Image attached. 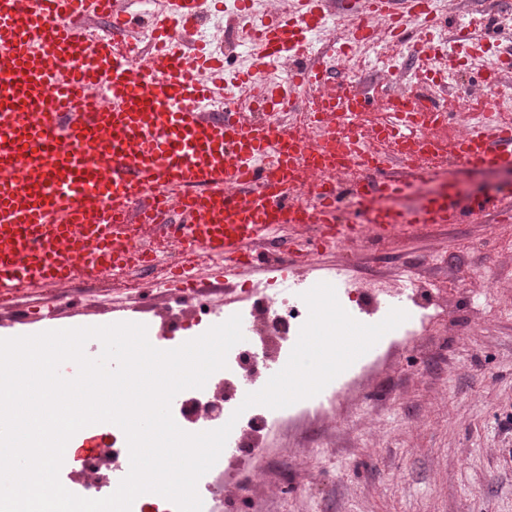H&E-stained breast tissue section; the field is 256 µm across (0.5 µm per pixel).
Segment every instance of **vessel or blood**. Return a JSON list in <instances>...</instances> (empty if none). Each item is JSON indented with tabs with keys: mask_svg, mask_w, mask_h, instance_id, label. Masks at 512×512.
<instances>
[{
	"mask_svg": "<svg viewBox=\"0 0 512 512\" xmlns=\"http://www.w3.org/2000/svg\"><path fill=\"white\" fill-rule=\"evenodd\" d=\"M0 0V304L35 288H68L120 272L166 266L165 287L192 298L197 271L220 262L225 273L287 272L309 262L319 241L339 246L429 226L466 223L499 210L497 197L448 195L419 207H395L404 180L379 172L381 142L404 158L407 138L457 168L512 166V126H472L445 142L440 106L416 107L412 96L390 102L389 122L364 128L369 101L353 90H326L318 64L299 66L271 87L255 69L304 54L310 21L326 0H293L269 21L251 20L240 0L253 68L224 77V49L191 47L212 0ZM354 14L427 21L430 0H349ZM150 27L153 42L141 45ZM251 89L256 123L236 109H210L231 86ZM338 149L365 172L358 184L318 181ZM356 207L337 220L342 194ZM285 228L317 230L294 240L285 263L270 264L264 245ZM178 245L182 263H170ZM98 425L67 443L81 459L100 448Z\"/></svg>",
	"mask_w": 512,
	"mask_h": 512,
	"instance_id": "1",
	"label": "vessel or blood"
}]
</instances>
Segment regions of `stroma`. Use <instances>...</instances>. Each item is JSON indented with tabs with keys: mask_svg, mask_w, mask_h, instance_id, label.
Listing matches in <instances>:
<instances>
[{
	"mask_svg": "<svg viewBox=\"0 0 512 512\" xmlns=\"http://www.w3.org/2000/svg\"><path fill=\"white\" fill-rule=\"evenodd\" d=\"M500 8L512 9V0H485L478 9L465 0L433 4L446 36L465 29L481 47L463 72L476 89L467 101L476 122L512 123V71L497 68L512 27L488 25ZM234 14V0H224V27L210 35L225 43L229 70L249 61ZM371 26L373 45H350L330 78L339 92L354 79L368 83L370 119L378 122L387 108L381 89L369 83L376 59L398 57L416 86L433 64L412 35L394 41L382 18ZM501 191L508 194L505 214L478 212L454 229L397 234L370 250H326L316 277L335 281L345 267L371 285L411 266L445 289L449 308L416 336L388 332L343 397L315 396L308 409L249 433L259 456L224 452L229 478L212 512H512V167L469 172L457 186L462 198ZM447 193L448 169L441 166L410 180L396 204L415 208ZM199 276L206 300L230 310L249 283L262 279L257 272L225 277L212 262ZM160 277L151 269L124 287L104 279L89 288L25 293L0 306V337L43 332L44 323L26 321L24 313L53 298L59 327L142 323L158 348L200 336L202 326L190 320L193 301L178 302L158 287Z\"/></svg>",
	"mask_w": 512,
	"mask_h": 512,
	"instance_id": "obj_1",
	"label": "stroma"
}]
</instances>
